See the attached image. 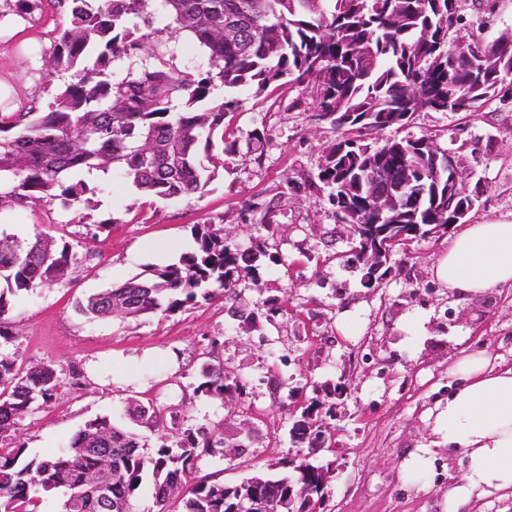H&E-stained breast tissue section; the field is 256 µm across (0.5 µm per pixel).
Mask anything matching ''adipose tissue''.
Returning a JSON list of instances; mask_svg holds the SVG:
<instances>
[{
  "instance_id": "adipose-tissue-1",
  "label": "adipose tissue",
  "mask_w": 512,
  "mask_h": 512,
  "mask_svg": "<svg viewBox=\"0 0 512 512\" xmlns=\"http://www.w3.org/2000/svg\"><path fill=\"white\" fill-rule=\"evenodd\" d=\"M435 276L460 296L479 297L512 285V222L460 225ZM448 374L459 385L438 411L434 433L466 458L452 496L466 502L493 491L512 493V366L466 353Z\"/></svg>"
}]
</instances>
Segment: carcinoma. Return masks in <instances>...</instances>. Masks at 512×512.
<instances>
[{
  "mask_svg": "<svg viewBox=\"0 0 512 512\" xmlns=\"http://www.w3.org/2000/svg\"><path fill=\"white\" fill-rule=\"evenodd\" d=\"M69 26L44 60L46 76L64 79L46 112L0 115V212L36 208L61 198L78 202L95 187L101 172L132 181L141 192L162 199L202 193L237 152L236 132L225 116L239 99L215 96L253 87L256 93L284 79L315 94L320 127L340 136L325 147L311 185L322 193L339 224L352 232L350 256L364 254L387 266L396 248L416 238L445 234L463 224L477 198L457 191L468 212L450 213L449 160L456 159L428 138H393L381 146L362 139L368 128L400 129L423 110L468 111L492 98L512 103V39L486 42L461 33L465 0H56ZM190 41L207 64L189 70L169 66L166 54ZM153 60L137 73L119 77L122 59ZM373 180L395 190L379 219L362 204L363 184ZM195 248L179 262L134 277L119 288L91 295L79 310L94 317H135L216 296L233 299L246 282L261 279V259L281 262L279 252L259 245L244 250L213 221L193 226ZM77 265L67 245L54 247L36 236H0V314L6 295L65 279ZM234 313L251 324L275 325L277 301ZM201 387L211 397H242L246 381L205 362ZM64 386L53 365L22 371L0 354V509L28 512L40 493L61 492L63 512H134L135 492L149 480L156 512L183 491L181 512H231L238 498L254 492L277 499L281 512H317L288 497V486L305 490L306 458L294 475L255 476L238 485L190 484L200 458L224 447V425L198 426L159 436L151 448L135 432L107 418L85 423L67 449L40 461L18 464L22 449L6 451L16 426L35 405L58 396ZM309 404L292 415L288 431L294 448L312 447L327 428ZM132 420L159 424L154 407L129 408ZM111 456L105 494L84 495L83 480L97 470L101 453Z\"/></svg>",
  "mask_w": 512,
  "mask_h": 512,
  "instance_id": "obj_1",
  "label": "carcinoma"
}]
</instances>
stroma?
<instances>
[{
  "instance_id": "1",
  "label": "stroma",
  "mask_w": 512,
  "mask_h": 512,
  "mask_svg": "<svg viewBox=\"0 0 512 512\" xmlns=\"http://www.w3.org/2000/svg\"><path fill=\"white\" fill-rule=\"evenodd\" d=\"M12 9L11 0H0V20L13 18L12 32L0 30V80L11 88L17 111L40 112L59 87L46 78L43 60L69 16L54 0H41L27 18L13 16ZM464 15L484 39L512 32V0H466ZM236 95L242 106L234 128L264 130L265 151L258 159L239 147L203 195L159 199L108 177L99 180L90 206L56 200L0 214V234L48 236L79 256L69 277L18 292L0 314V353L14 357L22 370L51 363L68 377L56 399L20 423L22 461L60 453L97 417L129 426L126 407L150 404L159 427L140 433L153 445L162 428L220 422L230 434L249 424L245 453L228 448L203 456L192 476L236 485L284 474L296 454L287 409L317 400L331 407L334 429L332 451L311 459L334 466L323 512H512V497L496 492L465 503L452 499L463 456L436 445L433 432L437 409L456 386L448 369L462 352L483 351L512 365V287L477 300L450 297L432 275L448 249L444 235L409 242L392 258L399 275L366 287L362 268L349 261V228L307 186L324 146L335 138L310 121V92L285 84ZM403 133L432 137L458 154L478 196L472 223L512 222V104L491 99L472 112H419ZM249 203L274 205L276 231L261 224L260 213H246ZM85 212L91 224L78 223ZM102 220L107 228L97 229ZM210 220L222 222L245 248L277 241L284 263L264 264L261 280L243 284L238 299L250 309L277 300L283 310L277 326L257 330L233 319L221 298L136 318L96 320L78 311L92 294L178 262L194 247L193 226ZM407 319L422 324L418 335L403 331ZM215 356L226 373L250 379L256 411L235 414L198 392L200 366ZM101 358L112 361L104 383L87 370ZM276 363L294 377V394L268 386V369ZM337 386L343 394L336 399L331 391ZM420 453L427 456L424 469L405 471L404 462Z\"/></svg>"
}]
</instances>
